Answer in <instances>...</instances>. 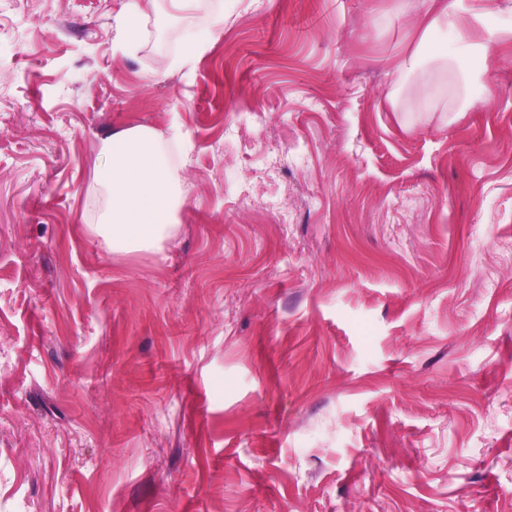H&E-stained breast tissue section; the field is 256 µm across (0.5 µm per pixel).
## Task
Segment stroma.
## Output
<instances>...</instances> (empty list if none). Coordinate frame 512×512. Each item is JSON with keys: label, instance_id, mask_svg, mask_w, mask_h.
Returning a JSON list of instances; mask_svg holds the SVG:
<instances>
[{"label": "stroma", "instance_id": "stroma-1", "mask_svg": "<svg viewBox=\"0 0 512 512\" xmlns=\"http://www.w3.org/2000/svg\"><path fill=\"white\" fill-rule=\"evenodd\" d=\"M0 0V512H512V43L433 100L428 0ZM179 123L161 251L86 231ZM199 2V0H126L122 10L114 19L117 47L124 52L136 50L149 12L164 11L170 17H177L195 11ZM219 6L214 10L210 28L207 32L197 38L188 35L187 48L184 51L185 63L192 61L197 55L205 51L210 44L212 36L224 26V1H218Z\"/></svg>", "mask_w": 512, "mask_h": 512}]
</instances>
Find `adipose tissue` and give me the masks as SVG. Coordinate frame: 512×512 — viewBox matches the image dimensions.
<instances>
[{"label": "adipose tissue", "instance_id": "1", "mask_svg": "<svg viewBox=\"0 0 512 512\" xmlns=\"http://www.w3.org/2000/svg\"><path fill=\"white\" fill-rule=\"evenodd\" d=\"M198 4L199 0H126L115 17L117 47L136 50L150 13L176 17L195 11ZM487 15L482 0H430L420 22L419 41L399 62V69H413L421 55L431 67L449 68L452 55L434 46L435 34L449 30L458 48L472 59L474 70L488 75L483 43ZM181 138L176 123L163 133L133 125L100 138L101 164L95 182L102 203L88 229L108 241L113 252H154L174 235L185 197L164 147Z\"/></svg>", "mask_w": 512, "mask_h": 512}]
</instances>
